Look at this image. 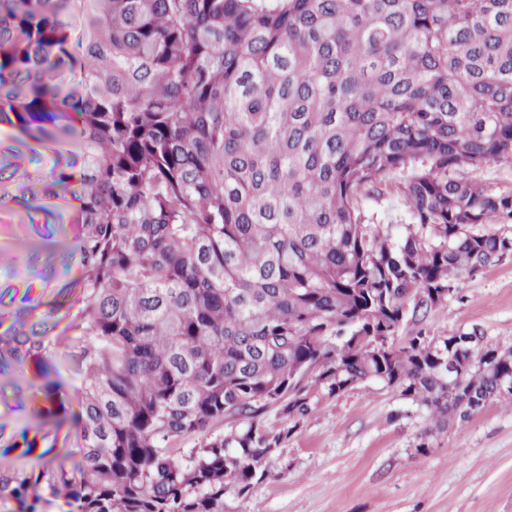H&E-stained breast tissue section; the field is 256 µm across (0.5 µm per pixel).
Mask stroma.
Returning a JSON list of instances; mask_svg holds the SVG:
<instances>
[{"label":"stroma","instance_id":"1","mask_svg":"<svg viewBox=\"0 0 512 512\" xmlns=\"http://www.w3.org/2000/svg\"><path fill=\"white\" fill-rule=\"evenodd\" d=\"M76 145L42 147L0 124V324L42 335L52 317L57 343L46 352L48 377L35 369L0 371V468L26 471L40 461L79 456L83 307L74 287L80 267L71 247L76 197L62 184ZM49 248L47 263L29 255ZM434 336L477 328L489 344L512 346V257L461 279L425 322ZM60 384L67 413L41 411L44 379ZM424 408L380 382L321 403L283 445L273 478L246 500L228 496L224 512H512V404L498 402L460 427L439 433L426 453L416 445L429 427Z\"/></svg>","mask_w":512,"mask_h":512}]
</instances>
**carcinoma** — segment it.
Returning <instances> with one entry per match:
<instances>
[{
  "label": "carcinoma",
  "instance_id": "1",
  "mask_svg": "<svg viewBox=\"0 0 512 512\" xmlns=\"http://www.w3.org/2000/svg\"><path fill=\"white\" fill-rule=\"evenodd\" d=\"M0 123L81 149L86 336L81 457L0 470V512H224L368 381L428 410L420 453L512 401V347L399 336L512 253L475 230L512 192L453 176L512 156V0H0ZM48 340L0 336V369ZM361 203L367 215L374 214V217L377 216V220H381L383 224H395L396 235L402 233V224L410 222L407 204L395 195H368L364 196Z\"/></svg>",
  "mask_w": 512,
  "mask_h": 512
}]
</instances>
